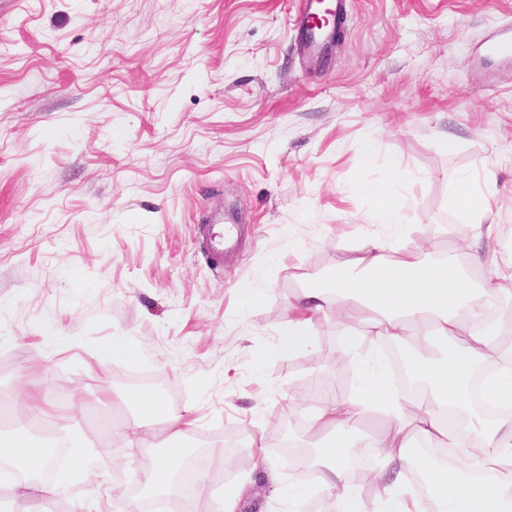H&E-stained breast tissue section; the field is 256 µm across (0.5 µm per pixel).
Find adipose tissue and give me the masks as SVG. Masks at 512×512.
<instances>
[{"instance_id": "1", "label": "adipose tissue", "mask_w": 512, "mask_h": 512, "mask_svg": "<svg viewBox=\"0 0 512 512\" xmlns=\"http://www.w3.org/2000/svg\"><path fill=\"white\" fill-rule=\"evenodd\" d=\"M404 177V169L395 163L383 182L365 186V193L376 202L381 223H399L392 191ZM493 198L489 187L481 186L466 172L458 176L447 208L476 227L477 239H488L493 234L488 222ZM504 294L512 295V275L480 287L451 262L427 263L411 249L401 250L392 260L372 241L359 256L328 269L289 300L280 350L289 352L307 345L315 316L333 309L350 317L356 308L364 307L372 313L366 330L343 336V350L357 349L373 336L383 337L402 347L411 377L431 396L429 407L421 411L414 427L399 411L400 395L388 389L381 376L364 383V399L327 397L315 420L318 427L332 430L319 450L324 460L319 480L334 491L336 512H362L359 496L348 482L349 458L355 445L354 418L368 413L373 405L397 409L382 432L363 440L365 448L377 451L381 458L376 479L384 485L386 512H512V488L496 478L502 469L512 467V328L503 320L484 317ZM492 351L501 363L487 377L484 390L490 402L505 406L507 412L492 421L471 417L465 431L453 433L438 408L448 405L469 410L471 374ZM124 402L169 431L158 458L144 475L147 490L168 491L189 453L184 441L187 417L145 388L128 390ZM443 443L470 448L467 464L460 468L439 463L431 449ZM0 463L19 473L14 486L22 495L29 488L28 478L48 470L50 456L41 442L19 433L0 434ZM411 474L423 477L427 498H418L407 488Z\"/></svg>"}]
</instances>
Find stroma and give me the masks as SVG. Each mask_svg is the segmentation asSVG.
Listing matches in <instances>:
<instances>
[{
  "label": "stroma",
  "instance_id": "stroma-1",
  "mask_svg": "<svg viewBox=\"0 0 512 512\" xmlns=\"http://www.w3.org/2000/svg\"><path fill=\"white\" fill-rule=\"evenodd\" d=\"M305 4L0 0V401L14 414L0 432L27 422L33 392L58 434L100 450L89 480L57 487L55 512H128L143 496L153 451L102 438L88 416L144 421L121 396L157 381L193 409L195 455L224 452L195 512H224L225 488L250 475L239 512H302L328 492L315 467L303 496L274 489L270 473L291 471L275 422L307 423L325 400L294 401L303 382L341 367L360 386L374 354L324 348L348 331L325 313L309 346L256 368L289 296L371 238L393 258L420 245L425 261L470 264L476 230L446 207L465 171L496 189L494 261L473 274L512 272V55L485 49L512 30V0H344L341 40L317 63ZM397 161L398 228L354 189ZM218 211L237 227L219 256ZM249 287L264 292L250 306ZM115 339L138 365L99 363Z\"/></svg>",
  "mask_w": 512,
  "mask_h": 512
}]
</instances>
